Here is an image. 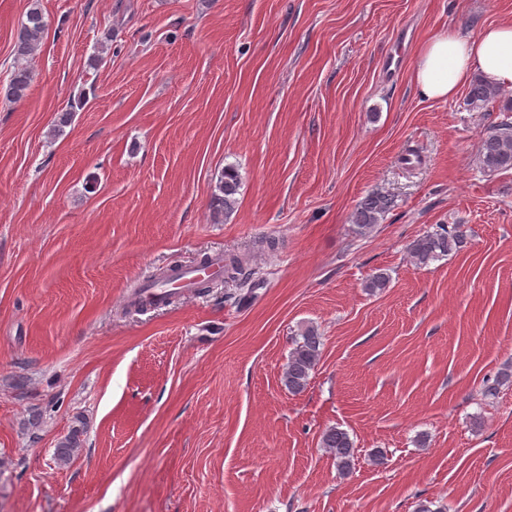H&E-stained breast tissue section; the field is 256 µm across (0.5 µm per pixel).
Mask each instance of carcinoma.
I'll return each mask as SVG.
<instances>
[{"label": "carcinoma", "instance_id": "1", "mask_svg": "<svg viewBox=\"0 0 512 512\" xmlns=\"http://www.w3.org/2000/svg\"><path fill=\"white\" fill-rule=\"evenodd\" d=\"M47 22L40 8H29L26 19L18 29L13 46L14 63L9 72L7 95L17 101L24 99L31 87L33 72L30 61L37 55ZM500 95L497 87L478 78L470 85L466 103L470 109H480L495 101ZM479 164L487 172L512 170V111L505 110L503 117L483 137ZM210 208L215 215L229 216L237 203L240 189L238 173L232 169L224 171L218 179ZM393 198L382 191L368 193L352 213L355 232L361 236L371 233L392 208ZM465 234L460 225L442 226L439 230L415 239L410 246V257L418 266H427L464 246ZM249 279L243 261L233 258L224 264V282L242 286ZM323 350V337L313 326L304 329L295 340V346L288 356L283 381L288 391L302 392L318 365ZM85 423L77 421L70 432L56 445L55 460L60 465L68 464L83 448L82 436ZM321 446L334 457L338 470L347 474L354 459V444L349 433L336 426L327 428L321 438Z\"/></svg>", "mask_w": 512, "mask_h": 512}]
</instances>
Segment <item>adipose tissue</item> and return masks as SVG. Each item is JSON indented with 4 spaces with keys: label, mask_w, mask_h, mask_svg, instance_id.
I'll return each mask as SVG.
<instances>
[{
    "label": "adipose tissue",
    "mask_w": 512,
    "mask_h": 512,
    "mask_svg": "<svg viewBox=\"0 0 512 512\" xmlns=\"http://www.w3.org/2000/svg\"><path fill=\"white\" fill-rule=\"evenodd\" d=\"M475 77L512 90V20L485 25L473 36H435L412 66L415 87L429 99L453 98Z\"/></svg>",
    "instance_id": "1"
}]
</instances>
